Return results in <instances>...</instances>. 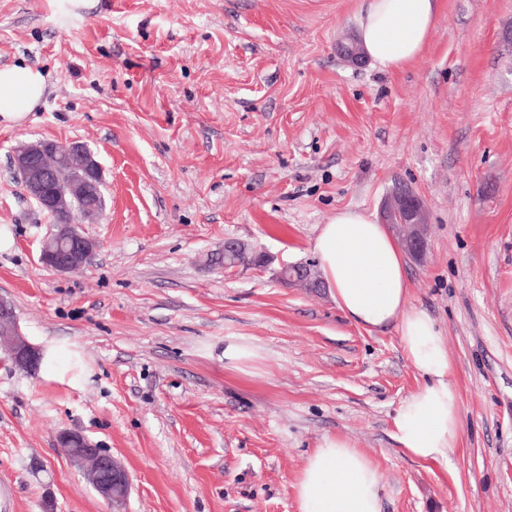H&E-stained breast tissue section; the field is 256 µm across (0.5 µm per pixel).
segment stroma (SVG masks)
<instances>
[{
  "label": "stroma",
  "mask_w": 512,
  "mask_h": 512,
  "mask_svg": "<svg viewBox=\"0 0 512 512\" xmlns=\"http://www.w3.org/2000/svg\"><path fill=\"white\" fill-rule=\"evenodd\" d=\"M365 0H0V66L46 95L0 125V294L37 370L0 350V512H112L57 446L121 460L124 512H296L327 437L378 467L382 512H512V0H442L400 71L336 45ZM86 142L105 210L80 271L39 260L54 229L12 166L21 140ZM429 215L410 302L437 322L461 406L447 465L407 454L392 418L424 380L395 327L367 332L315 263L336 210L379 211L395 182ZM232 238L267 262L224 270ZM229 341L260 354L224 364ZM279 277L291 284H305L311 288L318 286L317 279L314 278L311 268L301 263L284 264L279 272Z\"/></svg>",
  "instance_id": "35a3bbf8"
}]
</instances>
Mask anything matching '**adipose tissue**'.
I'll use <instances>...</instances> for the list:
<instances>
[{"label": "adipose tissue", "instance_id": "adipose-tissue-1", "mask_svg": "<svg viewBox=\"0 0 512 512\" xmlns=\"http://www.w3.org/2000/svg\"><path fill=\"white\" fill-rule=\"evenodd\" d=\"M440 0H368L357 39L373 65L394 71L428 49ZM46 81L28 65L0 68V121H22L41 102ZM321 279L338 308L367 331L393 325L409 364L425 383L397 409L393 434L407 453L447 464L461 439L460 397L445 338L428 312L409 302L406 259L376 214L336 212L313 240ZM377 466L350 441L324 438L295 484L297 512H380Z\"/></svg>", "mask_w": 512, "mask_h": 512}]
</instances>
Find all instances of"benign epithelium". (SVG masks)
<instances>
[{"label":"benign epithelium","instance_id":"benign-epithelium-1","mask_svg":"<svg viewBox=\"0 0 512 512\" xmlns=\"http://www.w3.org/2000/svg\"><path fill=\"white\" fill-rule=\"evenodd\" d=\"M339 51L349 63H359L364 58L356 40L340 45ZM13 162L26 193L41 209L50 213L68 212L72 201L80 203L81 210L73 219L58 225L56 232L43 241L39 260L59 273L83 268L96 242L78 232L75 224L80 217L90 218L103 212L99 203L103 169L95 153L79 140L68 145L35 140L16 147ZM379 217L392 232H403L400 244L411 256L416 258L426 249L427 211L411 186L397 183L381 205ZM279 277L291 284L317 287L311 268L301 263L283 265ZM0 343L17 365L35 370L41 364L43 353L23 336L11 303L3 297L0 298ZM58 443L65 448L70 465L81 471L97 493L112 505V512H121L131 488L125 466L79 433L64 432Z\"/></svg>","mask_w":512,"mask_h":512}]
</instances>
